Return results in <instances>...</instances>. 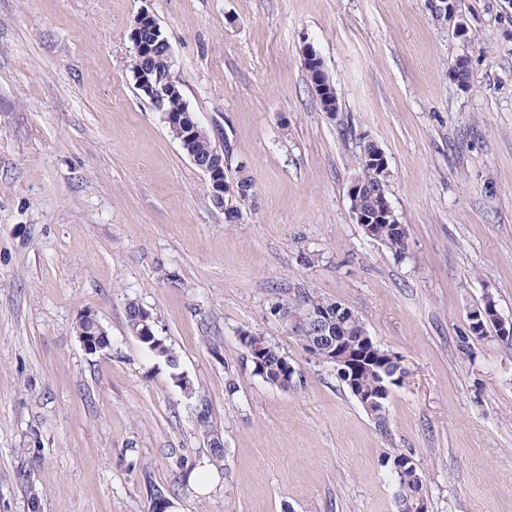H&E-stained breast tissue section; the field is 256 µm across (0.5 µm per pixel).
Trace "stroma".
<instances>
[{
  "label": "stroma",
  "mask_w": 512,
  "mask_h": 512,
  "mask_svg": "<svg viewBox=\"0 0 512 512\" xmlns=\"http://www.w3.org/2000/svg\"><path fill=\"white\" fill-rule=\"evenodd\" d=\"M447 2L0 0V512H29L33 493L40 512H149L157 489L179 512H396L399 455L428 512H512V344L468 318L490 295L512 319V0ZM143 9L190 109L253 181L238 223L135 85ZM366 139L387 156L401 256L353 220ZM308 293L401 357L383 420L274 315ZM131 301L177 367L130 336ZM86 310L107 353L75 334ZM244 330L287 355L295 388L256 374ZM190 467L212 483L182 481ZM87 322V328L83 329L84 324L76 326L78 340L83 349L89 354L104 352L112 347V341L107 328L99 321L92 312H83L77 322Z\"/></svg>",
  "instance_id": "1"
}]
</instances>
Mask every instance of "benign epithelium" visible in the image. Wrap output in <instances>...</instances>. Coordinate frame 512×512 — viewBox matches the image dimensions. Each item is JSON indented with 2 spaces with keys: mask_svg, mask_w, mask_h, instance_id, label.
<instances>
[{
  "mask_svg": "<svg viewBox=\"0 0 512 512\" xmlns=\"http://www.w3.org/2000/svg\"><path fill=\"white\" fill-rule=\"evenodd\" d=\"M153 14L146 9L135 16L131 25L130 38L135 46V54L150 60L148 67L135 73L137 87L144 97L149 99L157 109H162L165 101L179 95V86L171 75V65L174 63L173 52L168 39L160 32H154L150 38H145V31L151 24ZM163 119L167 120L174 137H188L196 126L189 112L172 114L163 112ZM191 163L200 170L209 182L210 195L219 210H224V197L242 195L248 192L249 187L245 181L224 180V155L217 152L205 157L188 155ZM356 316L353 310L343 305L336 309V315L326 311L307 310L298 317H290V330L300 332V335L309 337L306 348L309 351H324L323 360L336 370L337 375L343 377L352 392L371 413L385 410V405L371 395L358 390L354 383L355 365L341 346L343 331L341 326L347 321H354ZM471 319L477 321V327H484V323L492 322L504 339L512 336V322L503 321L496 309L476 308L471 312ZM79 320L87 324V328L78 334V340L83 349L89 354L104 352L112 347V341L107 328L92 312H84ZM136 325L140 329L135 337L142 341H150L156 350L166 353L167 364L175 367L178 359L165 340L155 337V318L152 313L141 308L136 316Z\"/></svg>",
  "mask_w": 512,
  "mask_h": 512,
  "instance_id": "1",
  "label": "benign epithelium"
}]
</instances>
